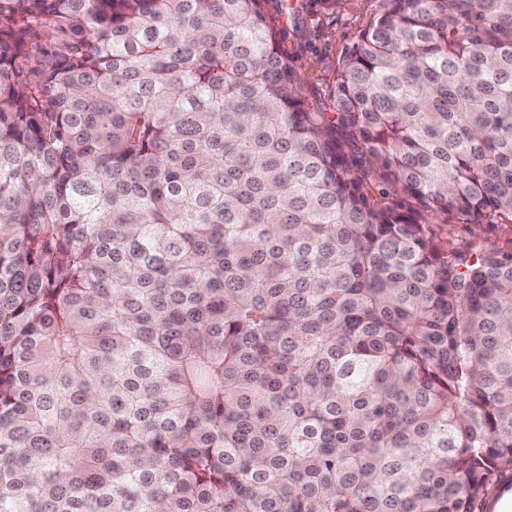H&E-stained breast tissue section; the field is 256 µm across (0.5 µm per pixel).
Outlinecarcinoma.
Listing matches in <instances>:
<instances>
[{
    "instance_id": "1",
    "label": "carcinoma",
    "mask_w": 512,
    "mask_h": 512,
    "mask_svg": "<svg viewBox=\"0 0 512 512\" xmlns=\"http://www.w3.org/2000/svg\"><path fill=\"white\" fill-rule=\"evenodd\" d=\"M0 0V512H484L512 474V0ZM290 1L285 48L303 79L302 95L314 109L334 112L337 61L367 27L379 0H337L330 8L319 0ZM438 239L448 253L454 249H462L477 241L486 250L512 251V224L498 226H481L475 229L467 224H437Z\"/></svg>"
}]
</instances>
